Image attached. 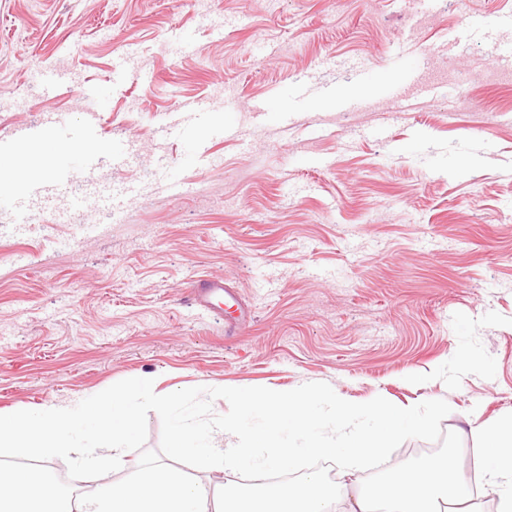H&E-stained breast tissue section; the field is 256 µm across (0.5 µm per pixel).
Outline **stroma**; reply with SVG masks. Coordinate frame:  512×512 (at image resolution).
<instances>
[{
  "label": "stroma",
  "mask_w": 512,
  "mask_h": 512,
  "mask_svg": "<svg viewBox=\"0 0 512 512\" xmlns=\"http://www.w3.org/2000/svg\"><path fill=\"white\" fill-rule=\"evenodd\" d=\"M512 0H0V152L53 192L26 223L0 204V408L73 407L129 378L289 391L329 384L361 403L441 399L442 430L512 421ZM411 52L408 109L362 84ZM70 75L48 93L34 70ZM325 86L330 100L289 93ZM98 87L89 102L83 86ZM474 106L464 109L460 99ZM188 100L213 111L184 115ZM268 101L287 128L253 107ZM344 101L358 102L354 112ZM133 163L56 182L50 115ZM232 122L240 137L215 132ZM194 183L129 197L125 185ZM233 281L251 306L238 335L184 300L191 280Z\"/></svg>",
  "instance_id": "35a3bbf8"
}]
</instances>
